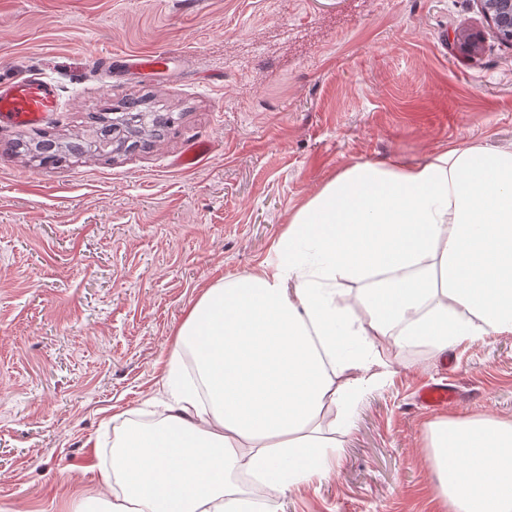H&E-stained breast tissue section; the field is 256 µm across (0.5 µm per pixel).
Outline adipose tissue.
Segmentation results:
<instances>
[{"label": "adipose tissue", "mask_w": 512, "mask_h": 512, "mask_svg": "<svg viewBox=\"0 0 512 512\" xmlns=\"http://www.w3.org/2000/svg\"><path fill=\"white\" fill-rule=\"evenodd\" d=\"M274 251L191 307L166 370V416L124 426L112 443L101 476L122 492L107 512H275L272 499L330 471L334 442L317 421L372 370L376 339L442 349L512 332V150L344 168ZM342 280L364 284L357 309L341 305ZM428 435L453 512H512L511 423L439 420ZM239 474L268 501L246 498Z\"/></svg>", "instance_id": "adipose-tissue-1"}]
</instances>
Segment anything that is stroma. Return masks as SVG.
<instances>
[{
  "instance_id": "35a3bbf8",
  "label": "stroma",
  "mask_w": 512,
  "mask_h": 512,
  "mask_svg": "<svg viewBox=\"0 0 512 512\" xmlns=\"http://www.w3.org/2000/svg\"><path fill=\"white\" fill-rule=\"evenodd\" d=\"M481 37L470 54L455 34ZM165 50L146 75L111 54ZM59 93L43 127L89 139L128 98L164 138L53 168L0 124V512H71L102 487L119 424L162 419L165 366L200 293L272 259L293 213L342 168L512 149V44L477 0H0V82ZM207 140L197 166H180ZM388 371L320 422L335 472L277 512H448L427 425L512 423V333L372 350ZM456 400L421 409V386ZM145 105L144 103L140 102H130L128 106L125 108L126 110L124 112H139L142 115L143 123L141 125L140 132H143V134L148 133L150 137L158 139L161 136L164 135L165 131L170 128L172 124L175 123V118L173 117L171 112L167 113L168 122L170 123L169 126L164 127H156L154 125V113L160 112L157 110H151V109H141V106Z\"/></svg>"
}]
</instances>
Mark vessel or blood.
Returning <instances> with one entry per match:
<instances>
[{"instance_id": "b4317fda", "label": "vessel or blood", "mask_w": 512, "mask_h": 512, "mask_svg": "<svg viewBox=\"0 0 512 512\" xmlns=\"http://www.w3.org/2000/svg\"><path fill=\"white\" fill-rule=\"evenodd\" d=\"M56 106V88L37 77L24 74L0 83V123L35 129ZM455 397L445 382L427 384L418 393L419 403L428 407L447 406Z\"/></svg>"}]
</instances>
